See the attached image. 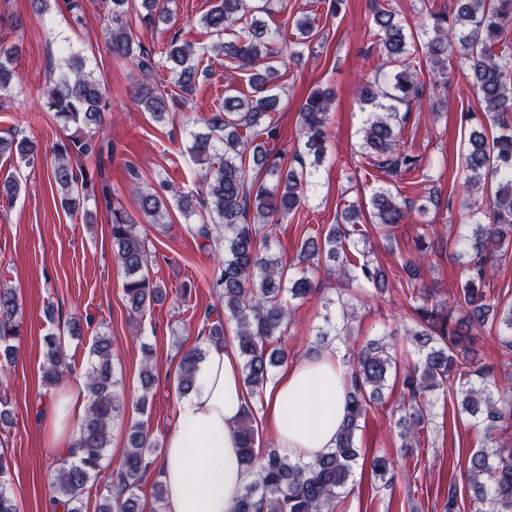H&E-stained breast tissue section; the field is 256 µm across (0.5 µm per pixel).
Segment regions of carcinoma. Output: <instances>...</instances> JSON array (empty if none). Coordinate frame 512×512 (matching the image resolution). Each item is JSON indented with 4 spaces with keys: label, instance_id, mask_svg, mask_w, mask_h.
Returning <instances> with one entry per match:
<instances>
[{
    "label": "carcinoma",
    "instance_id": "cac0c4a2",
    "mask_svg": "<svg viewBox=\"0 0 512 512\" xmlns=\"http://www.w3.org/2000/svg\"><path fill=\"white\" fill-rule=\"evenodd\" d=\"M272 0H214L202 17V24L218 36L239 27L232 40L212 46L230 64L249 71L251 94H226L218 110L204 120L208 132L193 136L189 151L201 166L206 183L205 197L198 203L183 196L177 200L185 215L196 212L195 205L208 211L212 224H201L196 235L212 238L213 228L224 229V260L213 275L212 286L224 300V315L235 323V340L251 393L259 396L271 378L272 369L288 360L282 338L291 323L294 301L308 298L313 287L305 273L292 269L325 263L327 271L345 283L362 281L382 292L389 285V273L364 252L355 254L346 247L347 224L365 220L378 224L388 240L412 210L413 202L389 188L375 191L371 210L355 205L344 210L342 223L331 224L320 237L307 238L296 262L291 263L271 251L266 227L275 216H286L302 207L308 191L315 186V173L327 153L328 114L334 94L317 88L305 99L298 118L302 146L289 161L271 159L269 144L279 136L276 114L280 97L275 90L281 77L275 50L281 27H271L261 18L270 14ZM110 27L112 51L149 75L160 65L173 76V85L191 94L203 71L194 44L174 37L164 51L155 53L134 39L126 16L131 0H103ZM75 26L85 19V0H64ZM161 12L160 0H140L138 14L153 23ZM424 29L434 32L423 54L431 70L448 77V66L458 59V70L466 79L481 107V116L469 131L462 170L464 183L486 192L484 209L471 228L458 238L457 258L464 260L456 305L433 303L418 287L422 280L421 254L429 248L427 233L414 240L415 254L405 257L399 274L410 296L414 326L406 329L413 360L401 377L403 415L398 420L402 448L409 452L422 447L429 437L433 418L429 394L447 391L451 380H462L458 408L484 425L480 445L468 457L465 476L474 493V512H512V447L499 434L512 428V389L493 388L495 365L474 348L471 331L491 324L501 346L512 351V305L490 302V282L495 257L512 252V0H457L454 14H448L444 0H427ZM370 47L395 66L391 72L379 69L363 75L360 102L376 108L362 129L364 157L393 180L425 170L423 155L401 140L411 121L414 102L421 96L416 67L407 62L408 33L396 19L388 0H373L372 19L367 29ZM16 60L13 49L0 44V97L11 95ZM49 108L61 129L67 132L58 145L50 176L57 191V203L66 213H82L85 223L97 221V213L85 203L101 199L108 211V223L116 258L124 272L123 293L127 307L139 313L165 297L162 286L148 273L146 242L137 224L124 210L112 206V187L106 176V160L112 142L100 136L103 112L107 107L105 87L92 73L83 70L81 60L72 59L47 89ZM169 94L143 84L138 102L156 122L169 116ZM37 156L35 143L27 136L12 133L0 136V160L14 165H30ZM94 166L96 174L74 169L72 157ZM21 190L18 178L8 172L0 176V196L13 202ZM142 213L156 223L169 214L164 194L157 191L140 196ZM340 304V322L331 318V306ZM325 326L315 337L317 348L351 336L352 314L347 302L327 298ZM18 300L13 289L0 286V354L10 357L11 341L21 335ZM144 363L140 373L143 395L135 410L144 414L153 374L150 345H142ZM43 363L41 381L48 391L56 388L69 369L61 332L41 339ZM92 363L87 371L89 404L78 433L67 454L59 459L53 483V503L64 512H83L84 489L102 469L108 448L111 420L120 413L116 393L118 381L112 367V342L107 336L93 341ZM205 353L191 348L183 353L177 374L178 392H188ZM397 358L382 341H369L353 353L351 390L346 416L336 438V447L313 461H290L278 449L255 454V410H248L238 425L239 452L252 472L253 480L235 497L233 512H337L342 491L353 476L359 458L356 434L372 404L383 398V389ZM157 442L143 423L130 425L127 448L118 469V486L106 484L100 493L98 512H143L140 486L150 471ZM372 475L383 480L394 468L385 453L369 458ZM10 457L0 452V512H19L8 494ZM443 512H461L458 486L448 484Z\"/></svg>",
    "mask_w": 512,
    "mask_h": 512
}]
</instances>
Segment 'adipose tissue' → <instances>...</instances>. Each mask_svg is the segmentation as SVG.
Masks as SVG:
<instances>
[{
    "mask_svg": "<svg viewBox=\"0 0 512 512\" xmlns=\"http://www.w3.org/2000/svg\"><path fill=\"white\" fill-rule=\"evenodd\" d=\"M350 382L346 364L331 348L282 369L264 392L262 413L281 455L309 461L335 447ZM251 402L236 346L210 345L166 435L159 462L162 512H232L236 491L253 479L240 461L237 436ZM83 416L77 395L52 401L45 424L57 446L68 447Z\"/></svg>",
    "mask_w": 512,
    "mask_h": 512,
    "instance_id": "adipose-tissue-1",
    "label": "adipose tissue"
}]
</instances>
